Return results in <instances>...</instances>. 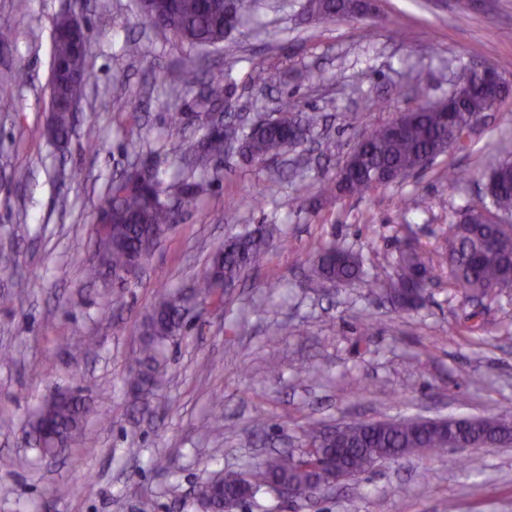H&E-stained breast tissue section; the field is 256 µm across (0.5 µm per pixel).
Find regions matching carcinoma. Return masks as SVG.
Instances as JSON below:
<instances>
[{"instance_id": "cac0c4a2", "label": "carcinoma", "mask_w": 512, "mask_h": 512, "mask_svg": "<svg viewBox=\"0 0 512 512\" xmlns=\"http://www.w3.org/2000/svg\"><path fill=\"white\" fill-rule=\"evenodd\" d=\"M214 7L206 11L201 0H157L154 9L141 19L170 32L181 44L191 48L214 47L224 42L232 29L224 23L225 0H212ZM237 22L254 14L257 0H231ZM361 0H306L305 12L324 19L364 16ZM51 59L66 63L70 76L50 85V94L65 101L79 102L95 78L86 57L78 54L64 40H52ZM178 79L185 87L206 83L207 94L200 100L204 111H214L233 95L234 83L227 71H211L202 77L199 70L183 66ZM491 94H471L458 111L456 124L444 120L441 112L423 109L395 134L390 126H376L363 136L364 151L356 157L354 170L323 181L321 192L363 198L382 185L400 182L421 169L425 159H436L451 148H466L469 118L490 108ZM276 110L288 115V124L262 122L245 130L228 121L197 143L184 160L185 166L209 174L211 161L224 153V142H238L241 156L251 162H267L284 155L288 145L301 143L323 125L321 112H296L286 98L277 101ZM207 182L181 180L167 183L151 166L142 162L114 178L102 211L112 219V246L104 253L105 266L96 262L86 275L94 280L101 270L119 274L141 255L144 242L163 239L172 225L179 223L178 212L197 207ZM484 195L488 202L470 208L471 216L461 215L448 224L445 246L432 264L450 267L452 286L464 295L480 297L512 288V224L500 217L512 215V160H504L484 175ZM272 239L264 228H255L228 236L215 252L211 263L191 294L162 288L156 292L150 314L142 324L141 346L130 368L127 386L135 395H147L158 388L166 370L165 348L184 333L190 320L192 300L215 296L214 286L234 282L246 272L261 266L271 251ZM400 266L407 276L385 283L364 269V259L335 243L318 245L310 260V285L324 288L354 279H364L379 288L392 302L406 308L417 306L425 297L430 270L416 250L400 253ZM91 408L81 396L62 395L42 405L29 419L30 433L42 457L54 456L79 439L90 427ZM466 440L486 443L491 447L512 443V420L506 416L475 417L467 420L460 431ZM427 451L441 455L448 452L444 430L419 425L415 419L356 421L345 433V449L341 455L343 472L353 478L373 466L384 455L397 458ZM327 445L320 444L316 455H299L286 449L269 454L259 469L248 479L243 472L218 471L202 481L196 489L198 498L220 503L225 499L248 497L273 492L275 486L307 485L318 478L329 480L330 473L321 467Z\"/></svg>"}]
</instances>
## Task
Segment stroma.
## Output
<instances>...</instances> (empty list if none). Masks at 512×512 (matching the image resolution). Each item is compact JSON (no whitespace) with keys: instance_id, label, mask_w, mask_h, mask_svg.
I'll return each mask as SVG.
<instances>
[{"instance_id":"35a3bbf8","label":"stroma","mask_w":512,"mask_h":512,"mask_svg":"<svg viewBox=\"0 0 512 512\" xmlns=\"http://www.w3.org/2000/svg\"><path fill=\"white\" fill-rule=\"evenodd\" d=\"M305 0H260L256 22L206 50L144 23L136 0H0V512H197L195 485L213 472L257 467L274 449L300 452L301 429L415 416L512 412V289L476 303L437 274L424 306L392 305L363 281L307 284L315 246L335 241L365 268L397 279L399 246L429 259L461 212L478 204L482 176L512 149V98L479 122L468 147L365 198H317L350 146L423 99L446 97L470 65L512 80V0H377L379 22L307 21ZM79 15L96 75L67 144L46 133L51 42L57 18ZM407 31L406 38L395 29ZM137 41L141 55L126 46ZM227 69L233 102L249 119L278 98L328 117L317 144L299 147L302 177L274 179L287 159L218 160L222 175L156 246L134 279L89 280L98 207L114 176L141 159L161 175L202 134L201 89L183 65ZM28 73L19 84L11 75ZM274 82H266V74ZM184 116V132L169 117ZM96 125V144L84 138ZM469 183L448 182L449 167ZM275 228L265 263L192 318L167 351L164 385L141 400L126 377L157 289L192 287L224 238ZM112 296L113 311L102 309ZM371 332H364L365 322ZM94 350H86L85 342ZM281 371H267L270 360ZM77 390L102 426L49 461L26 430L31 412ZM223 402L212 413L209 402ZM68 495L52 499L54 488ZM243 512H512V446L429 453L377 464L311 501L258 495Z\"/></svg>"}]
</instances>
